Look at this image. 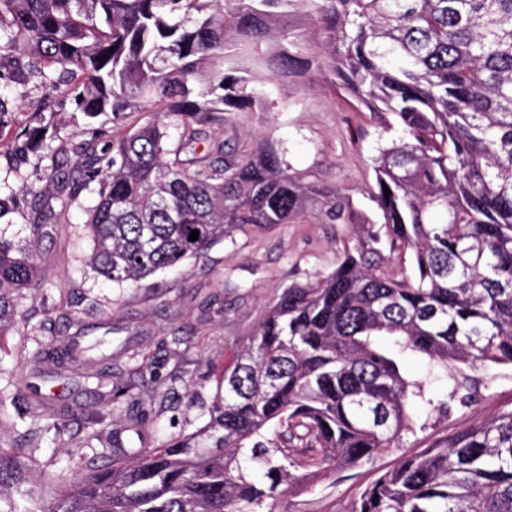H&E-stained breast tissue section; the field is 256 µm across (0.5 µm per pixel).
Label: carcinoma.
<instances>
[{
    "label": "carcinoma",
    "mask_w": 512,
    "mask_h": 512,
    "mask_svg": "<svg viewBox=\"0 0 512 512\" xmlns=\"http://www.w3.org/2000/svg\"><path fill=\"white\" fill-rule=\"evenodd\" d=\"M0 0V59L65 88L113 129L72 145L83 184L98 186L87 224L90 266L138 283L245 226L269 229L314 212L355 223L349 202L283 167L275 144L197 146L224 113L277 101L253 68L331 76L401 137L378 148L379 221L336 269L290 285L224 369L208 421L160 448L148 410L112 370V328L86 347L58 336L32 356L79 361L103 407L126 406L132 457L80 462L56 488L59 512H263L268 501L339 469L373 463L414 431L415 405L473 403L465 370L512 364V0H301L316 51L288 47L294 0ZM53 120L23 128L36 152ZM391 194H386V191ZM199 231L195 241L192 231ZM413 253L387 275L380 246ZM38 268L29 241L0 227V334L15 323ZM449 373L448 401L406 378L392 352ZM22 465L0 449V512L20 509ZM346 512H512V410L404 456Z\"/></svg>",
    "instance_id": "1"
}]
</instances>
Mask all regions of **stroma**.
Instances as JSON below:
<instances>
[{"label":"stroma","mask_w":512,"mask_h":512,"mask_svg":"<svg viewBox=\"0 0 512 512\" xmlns=\"http://www.w3.org/2000/svg\"><path fill=\"white\" fill-rule=\"evenodd\" d=\"M0 72L21 78L0 91L9 108L4 133L11 137L35 124L44 91L21 61L0 60ZM254 75L279 98L278 110L230 113L223 129L212 130V138L271 139L289 171L335 189L362 215L374 217L375 205L368 197L375 187L373 158L379 146L400 136L390 116L358 111L318 75L273 77L262 68ZM48 109L56 131L40 151L0 149V197L12 205L4 218L9 234L28 237L34 223L53 227L35 256L41 285L22 290L17 324L0 335V448L18 457L28 471L29 486L38 490L72 479L79 458L110 459L114 430H122L126 447L139 445L135 434L123 429L124 409L98 421L93 394L73 372L47 361L41 378L30 377L29 358L55 336L72 333V320L89 329L111 324L113 338L124 343V350H113L112 364L128 372L142 395L149 411L144 430L156 448L205 422L225 366L255 332L269 303L288 285L334 270L343 253L358 243L356 225L331 224L311 214L267 230L236 233L233 240L218 242L137 284L107 281L87 262L91 238L86 220L97 200L95 187L83 189L65 209L56 198L61 184L44 188L43 176L56 163L66 177H76L72 143L90 138L94 128L111 124L112 118H85L71 97L59 91ZM473 376L480 392L474 403L445 415L413 408L416 427L400 448L379 455L374 466L339 471L281 496L275 512H346L361 489L401 457L512 410L511 364L480 369ZM168 388L179 395L178 408L159 405L158 392ZM35 389L49 402L39 419L41 432L31 439L25 435L30 421L21 418L20 406Z\"/></svg>","instance_id":"obj_1"}]
</instances>
